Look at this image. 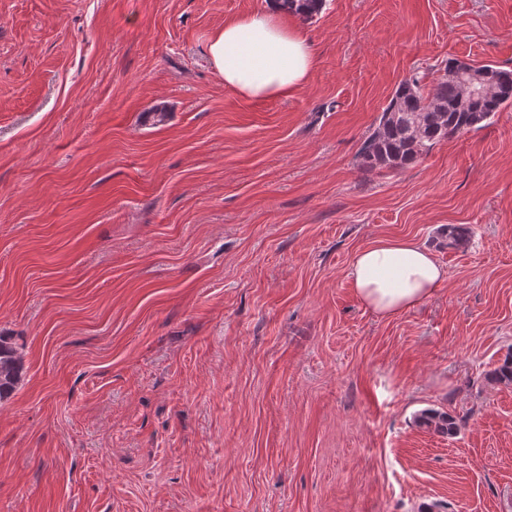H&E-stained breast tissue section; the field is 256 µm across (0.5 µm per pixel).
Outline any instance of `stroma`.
<instances>
[{
	"label": "stroma",
	"instance_id": "obj_1",
	"mask_svg": "<svg viewBox=\"0 0 512 512\" xmlns=\"http://www.w3.org/2000/svg\"><path fill=\"white\" fill-rule=\"evenodd\" d=\"M265 2L0 0V512H512V106L356 159L404 79L512 71V0H325L257 101L207 45ZM389 237L446 279L382 317L346 272ZM23 370L19 347L11 336L0 335V400L9 397L17 387ZM417 421L426 426L434 427L448 436H453L458 432V424L456 419L449 416L448 414H440L434 411H424L418 417Z\"/></svg>",
	"mask_w": 512,
	"mask_h": 512
}]
</instances>
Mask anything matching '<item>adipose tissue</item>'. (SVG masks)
<instances>
[{"label":"adipose tissue","mask_w":512,"mask_h":512,"mask_svg":"<svg viewBox=\"0 0 512 512\" xmlns=\"http://www.w3.org/2000/svg\"><path fill=\"white\" fill-rule=\"evenodd\" d=\"M275 4L226 20L208 42V59L226 87L247 99L285 98L303 89L314 68L312 46ZM347 276L371 311L393 316L433 295L446 272L432 251L410 239L381 240L359 250Z\"/></svg>","instance_id":"1"}]
</instances>
